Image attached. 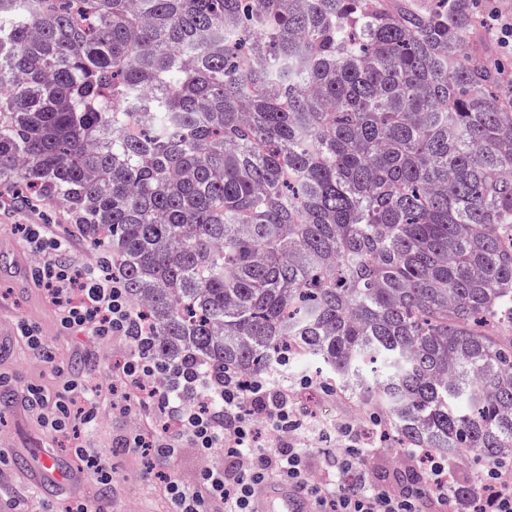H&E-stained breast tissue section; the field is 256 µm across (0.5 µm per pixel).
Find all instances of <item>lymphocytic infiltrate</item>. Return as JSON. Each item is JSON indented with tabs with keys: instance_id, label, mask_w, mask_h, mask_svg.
<instances>
[{
	"instance_id": "1",
	"label": "lymphocytic infiltrate",
	"mask_w": 512,
	"mask_h": 512,
	"mask_svg": "<svg viewBox=\"0 0 512 512\" xmlns=\"http://www.w3.org/2000/svg\"><path fill=\"white\" fill-rule=\"evenodd\" d=\"M24 231L31 251L40 257L33 279L59 326L93 339L120 337L131 345L130 353L110 369L113 408L138 410L141 421L136 434L122 440V447L149 450L160 459L168 457L175 443L185 441L204 455H224L225 466L205 468L199 486L164 475L170 512H251L255 491L270 482L307 494L314 512H450L453 472L447 460L427 458L424 484L376 486L367 472L355 468V459L365 456L367 449L348 430L329 449V468L318 479H310L301 446L310 425L300 418L287 385L275 379L262 380L246 391L234 369L217 375L201 363L185 360L167 367L170 385L147 389V380L159 368L148 354L149 338L139 329L122 282L109 272L106 258L63 259L69 242L47 222L25 225ZM53 404L52 426L57 432H68L73 418L86 427L98 419L96 396L87 387H80L76 397ZM260 418L280 435L277 448L257 447Z\"/></svg>"
}]
</instances>
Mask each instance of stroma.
Returning <instances> with one entry per match:
<instances>
[{"label":"stroma","instance_id":"obj_1","mask_svg":"<svg viewBox=\"0 0 512 512\" xmlns=\"http://www.w3.org/2000/svg\"><path fill=\"white\" fill-rule=\"evenodd\" d=\"M36 203L37 210H30L14 189L0 187V325L6 330L5 335H0V381L9 394L7 402L0 403V448L11 457L10 462L0 463V512H6L8 498L29 488L36 491L28 502L30 512H43L47 507L52 512H62L64 505L77 501L86 504L90 512H168V500L155 477L159 463L147 460L142 451L116 445L120 436L135 429L136 422L131 414L113 409L105 371L128 354V345L112 339L90 340L60 329L52 308L33 282L31 267L36 259L27 253L23 227L50 220L58 235L71 240L69 258L92 261L97 252L69 212L55 200L40 197ZM13 252L27 254L26 268L10 267L9 255ZM22 318L41 330L52 352V361H45L15 334V325ZM305 376L312 378L313 383L304 390L299 381ZM319 378L316 369L306 361L290 363L287 380L289 389L298 394L296 408L320 424L359 428L363 417L355 397L324 393L317 385ZM75 380L100 389L98 422L90 432L80 428L66 437L57 434L13 394L16 387L33 384L65 397ZM78 443L113 449L110 483L91 480L80 492L61 484L35 486L11 464L12 459L40 448H52L67 457ZM366 444L374 453L358 460L357 465L368 471L374 484L392 486L405 481L414 464L397 454L393 438L371 434Z\"/></svg>","mask_w":512,"mask_h":512}]
</instances>
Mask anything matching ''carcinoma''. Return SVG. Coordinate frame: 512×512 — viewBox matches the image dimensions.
I'll list each match as a JSON object with an SVG mask.
<instances>
[{"label":"carcinoma","instance_id":"carcinoma-1","mask_svg":"<svg viewBox=\"0 0 512 512\" xmlns=\"http://www.w3.org/2000/svg\"><path fill=\"white\" fill-rule=\"evenodd\" d=\"M476 0H0V183L162 365L307 358L400 448L512 460V65Z\"/></svg>","mask_w":512,"mask_h":512}]
</instances>
